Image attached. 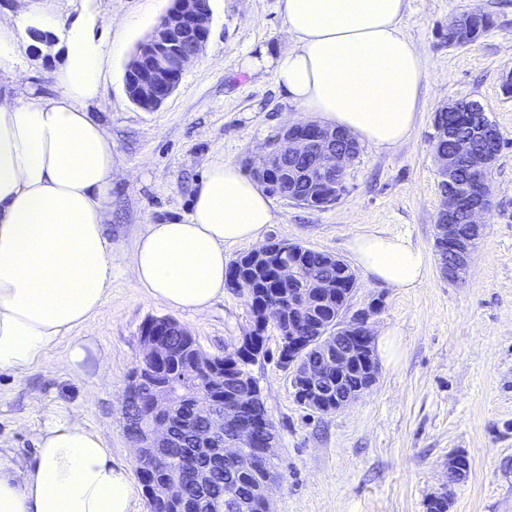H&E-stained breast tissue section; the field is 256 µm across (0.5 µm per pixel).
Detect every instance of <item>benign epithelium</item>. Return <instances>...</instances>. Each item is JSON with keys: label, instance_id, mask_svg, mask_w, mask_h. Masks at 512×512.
<instances>
[{"label": "benign epithelium", "instance_id": "1", "mask_svg": "<svg viewBox=\"0 0 512 512\" xmlns=\"http://www.w3.org/2000/svg\"><path fill=\"white\" fill-rule=\"evenodd\" d=\"M211 13L209 0H173L151 33L140 41L126 65L125 90L128 97L139 101V107L153 110L161 106L175 91L171 78L184 73L187 66L202 52L209 35ZM448 112H464L469 118L474 132L491 141L497 140L501 132L489 121L482 106L472 100H456L443 106L434 117L436 133L450 140L453 152H434L440 177L441 207L436 224V245L448 247V259L440 264L442 274L451 282L460 279L467 271L471 252L481 238L484 225L480 216L491 204V194L480 187L461 188L456 183V170L463 163H472L479 169L494 165V156H476L472 152L470 139L456 135L451 127L443 124ZM337 130L321 126L315 122H296L281 128L269 140L265 153L259 161H249L248 169L257 184L268 185V175L276 169L291 172L295 180H311L315 177L333 186L344 183L346 170L357 157L354 150L336 149ZM466 211L469 223H457L460 211ZM317 298L326 305L339 294V284L331 281L316 283ZM379 305L373 304L355 317L354 323L360 335L354 342L343 341L341 329L326 332L318 328L312 339L321 353L318 364L308 362L304 352L308 346L302 341L288 344V362L309 393V398L320 395L325 385L324 376L330 373L341 377L353 364L357 350L368 355L371 376H376L377 363L373 354V331L369 325L370 316L377 313ZM178 321L171 317H160L148 322L140 333L142 357L133 368L130 385L133 399L125 400L121 421L124 432L136 435L132 441L135 453V466L148 469L157 464L162 451L174 437L173 427L167 421L174 403L190 397V393L178 383L170 380L159 381L154 373L147 370L144 362L161 361L167 354L164 343L158 339V331L175 326ZM148 397L150 409L144 418L132 414V401ZM239 404H214L205 428L185 429L190 442L198 448L211 444L224 445V459L234 463L242 471L252 470L257 464L255 456L247 454L243 448L253 439L249 428L235 430L228 438L224 437V426L237 418ZM469 465L467 458L453 455L448 458V485L461 479ZM146 499L164 508L180 509L179 496L172 482H154L145 489ZM246 503L233 492L225 494L224 501L216 512H245Z\"/></svg>", "mask_w": 512, "mask_h": 512}]
</instances>
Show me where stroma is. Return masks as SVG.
Returning <instances> with one entry per match:
<instances>
[{"label":"stroma","mask_w":512,"mask_h":512,"mask_svg":"<svg viewBox=\"0 0 512 512\" xmlns=\"http://www.w3.org/2000/svg\"><path fill=\"white\" fill-rule=\"evenodd\" d=\"M171 0H0L18 47L0 93L11 100L53 95L67 51L69 26L95 15L106 48L100 94L88 102L112 136V288L104 307L77 333L95 347L105 369L70 374L69 344L60 339L21 375L0 374V451L29 459L49 415L75 411L100 432L115 459L132 463L121 426L128 376L141 356L140 331L150 318L176 319L204 351L232 349L253 328L242 292L225 289L202 314L170 309L140 296L128 275L135 243L147 225L185 220L207 164L237 165L261 153L281 127L310 121L268 69L246 71V57L266 48L287 52L282 0H210V34L175 92L147 112L125 91V68ZM481 9L493 27L465 47L444 40L458 15ZM56 19L50 56L32 50L30 31ZM404 34L428 60L416 127L393 150L363 147L346 172L347 193L315 210L274 200L266 240H288L350 259L349 243L371 230L401 234L428 257L420 288L403 292L358 273L349 310L380 305L371 325L394 332L398 359L379 360L372 387L329 413L296 402L291 372L279 362L280 336L265 331L267 353L251 365L278 435L271 512H426L448 494V512H512V0H408ZM479 101L505 144L491 173L492 205L464 281L440 273L435 249L440 208L431 149L436 110L451 100ZM465 454L467 478L447 485L448 458Z\"/></svg>","instance_id":"35a3bbf8"}]
</instances>
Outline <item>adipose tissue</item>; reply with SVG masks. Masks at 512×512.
I'll return each instance as SVG.
<instances>
[{"mask_svg": "<svg viewBox=\"0 0 512 512\" xmlns=\"http://www.w3.org/2000/svg\"><path fill=\"white\" fill-rule=\"evenodd\" d=\"M407 0H283L292 48L260 50L250 70H272L299 111L380 150L414 129L427 60L399 23ZM103 43L93 23L69 32L58 92L0 101V373L20 375L60 338L68 370L93 363L75 336L112 287V137L84 105L97 97ZM272 202L233 162L208 166L186 221L148 225L132 252L135 290L169 308L200 314L222 297L226 245L262 241ZM356 264L383 285H423L426 256L400 234L354 237ZM128 466L79 413L50 416L24 465L0 454V512H132Z\"/></svg>", "mask_w": 512, "mask_h": 512, "instance_id": "1", "label": "adipose tissue"}]
</instances>
